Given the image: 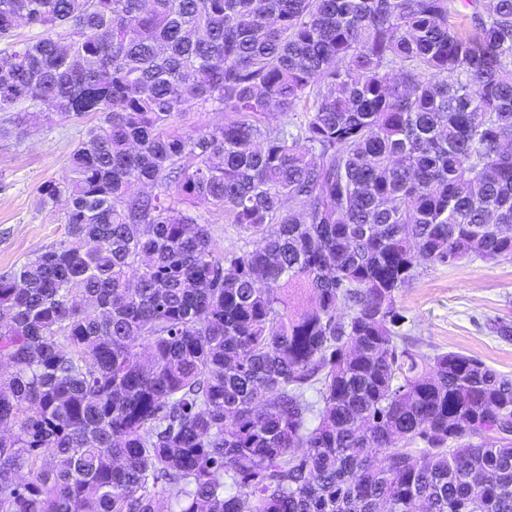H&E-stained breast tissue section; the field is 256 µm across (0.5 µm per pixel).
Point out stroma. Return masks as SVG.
<instances>
[{"label":"stroma","mask_w":512,"mask_h":512,"mask_svg":"<svg viewBox=\"0 0 512 512\" xmlns=\"http://www.w3.org/2000/svg\"><path fill=\"white\" fill-rule=\"evenodd\" d=\"M91 124L88 117L51 122L42 112H0V273L63 237L64 204L41 207L38 189L65 176ZM397 306L403 332L422 352H460L512 377V338L495 331L512 324V257L421 265Z\"/></svg>","instance_id":"35a3bbf8"}]
</instances>
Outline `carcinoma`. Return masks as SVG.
I'll use <instances>...</instances> for the list:
<instances>
[{"mask_svg": "<svg viewBox=\"0 0 512 512\" xmlns=\"http://www.w3.org/2000/svg\"><path fill=\"white\" fill-rule=\"evenodd\" d=\"M462 6L0 0V112L97 118L0 274V512H512V378L396 306L512 256V0ZM221 122H224V113L214 110L211 106L194 108L181 113L177 118V123L188 132ZM209 219L211 235L220 251L239 250L245 248L248 238L240 235L231 224H224V219L218 216L205 214Z\"/></svg>", "mask_w": 512, "mask_h": 512, "instance_id": "1", "label": "carcinoma"}]
</instances>
